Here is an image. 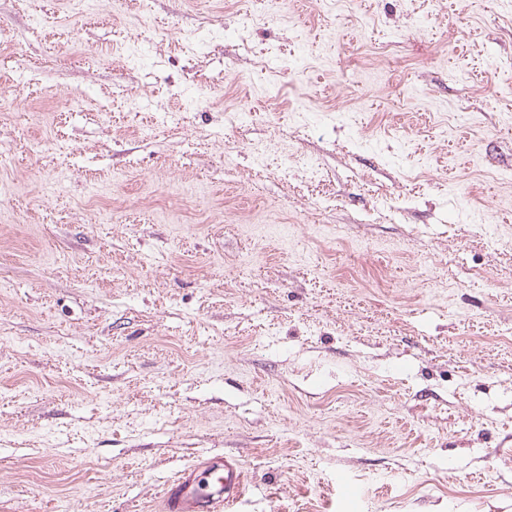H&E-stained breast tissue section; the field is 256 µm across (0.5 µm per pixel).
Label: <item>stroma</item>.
I'll return each instance as SVG.
<instances>
[{
	"label": "stroma",
	"instance_id": "obj_1",
	"mask_svg": "<svg viewBox=\"0 0 512 512\" xmlns=\"http://www.w3.org/2000/svg\"><path fill=\"white\" fill-rule=\"evenodd\" d=\"M512 512V0H0V512ZM246 475L239 462L215 456L176 476L164 490V512L229 511L245 493Z\"/></svg>",
	"mask_w": 512,
	"mask_h": 512
}]
</instances>
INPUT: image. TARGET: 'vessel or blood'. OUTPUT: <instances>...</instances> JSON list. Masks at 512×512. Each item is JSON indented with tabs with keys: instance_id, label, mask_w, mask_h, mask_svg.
Masks as SVG:
<instances>
[{
	"instance_id": "b4317fda",
	"label": "vessel or blood",
	"mask_w": 512,
	"mask_h": 512,
	"mask_svg": "<svg viewBox=\"0 0 512 512\" xmlns=\"http://www.w3.org/2000/svg\"><path fill=\"white\" fill-rule=\"evenodd\" d=\"M246 475L239 462L215 456L176 476L164 490L163 512H230L244 495Z\"/></svg>"
}]
</instances>
